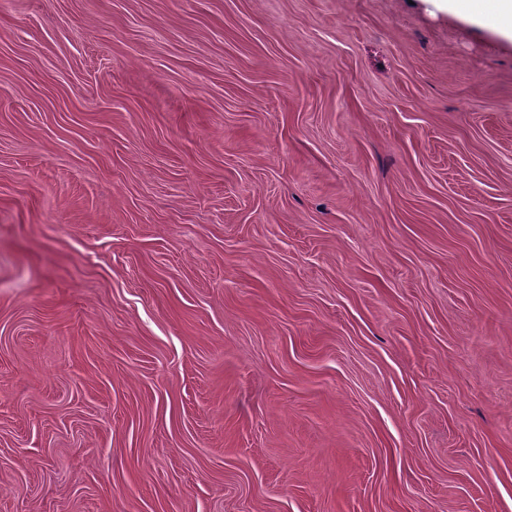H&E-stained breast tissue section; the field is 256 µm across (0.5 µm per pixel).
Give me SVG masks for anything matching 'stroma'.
<instances>
[{"label":"stroma","instance_id":"obj_1","mask_svg":"<svg viewBox=\"0 0 512 512\" xmlns=\"http://www.w3.org/2000/svg\"><path fill=\"white\" fill-rule=\"evenodd\" d=\"M0 512H512V42L0 0Z\"/></svg>","mask_w":512,"mask_h":512}]
</instances>
